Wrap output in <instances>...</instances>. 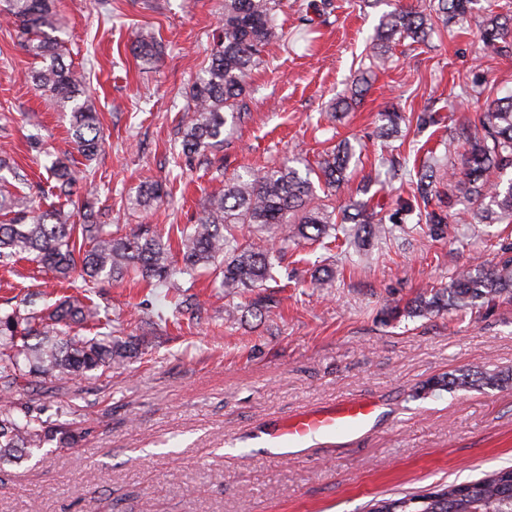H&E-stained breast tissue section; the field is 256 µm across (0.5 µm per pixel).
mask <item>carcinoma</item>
<instances>
[{
	"label": "carcinoma",
	"instance_id": "1",
	"mask_svg": "<svg viewBox=\"0 0 512 512\" xmlns=\"http://www.w3.org/2000/svg\"><path fill=\"white\" fill-rule=\"evenodd\" d=\"M472 0H435L429 10L395 6L385 14L370 38L372 57L378 60L401 39L422 44L436 24H456L466 18ZM284 0H224L221 24L212 36L210 62L189 89L187 111L180 126L179 158L202 166L207 154L224 144L226 125L242 124L248 117L252 73L262 65V53L277 36L278 13ZM0 16L15 26L18 44L39 61L32 74L37 89L47 92L70 112V135L77 152L91 161L105 147L94 98L85 86L84 74L63 61L56 37L60 30L57 0H0ZM512 37V17L496 15L483 25L480 41L490 54L504 50ZM133 54L146 65L156 66L164 46L154 33L141 32L132 43ZM367 79L354 84L350 96L334 103L342 115L361 102ZM479 124L462 129L448 140L445 152L460 156L461 171L440 164L421 166L416 172V193L424 206L437 199L436 208L425 211L431 236L448 234V212L438 187L445 179L462 175L461 184L471 203L469 219L496 224L512 217V180L491 183L492 171L512 169V95L486 99L475 106ZM404 115L396 109L377 113L376 136L383 140L399 132ZM353 159L351 146L336 145L315 168L300 170L287 159L259 171L246 170L224 182V192L209 198L194 223L164 234L141 225L130 235L119 236L104 224H75L63 206H33L20 186L25 175L0 157V265L29 259L55 273L60 283L77 295L46 308L21 302L0 313V396H8L31 375L56 372L84 376L107 370L112 360L131 358L148 339L112 335V326L100 318L94 297L107 285L143 281L152 288L181 293L180 276L188 269L222 274L227 294L258 288L274 279L273 270L286 260L288 243L312 241L329 251L344 237L362 242L388 232L383 219L369 202L357 200L336 213L332 196L344 183ZM55 181L52 189L72 197L83 183H94L90 171L54 160L47 167ZM168 195L159 183L138 187L128 197L131 208H145ZM275 230L281 245L262 247L253 237ZM512 297V244L501 250L496 263L475 264L456 273L445 288L415 300L420 313L441 310L473 311L479 305ZM94 331L86 336L82 331ZM37 343L32 344L30 340ZM512 374L469 368L428 380L426 392L479 390L503 387ZM84 434L69 421L43 418L41 409L9 401L0 405V464L19 463L31 450L57 441L75 448ZM364 512H512V467H502L482 477L437 485L413 493H394L372 498Z\"/></svg>",
	"mask_w": 512,
	"mask_h": 512
}]
</instances>
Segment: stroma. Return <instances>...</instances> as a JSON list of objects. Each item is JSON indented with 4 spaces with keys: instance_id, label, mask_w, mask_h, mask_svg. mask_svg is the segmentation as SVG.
<instances>
[{
    "instance_id": "1",
    "label": "stroma",
    "mask_w": 512,
    "mask_h": 512,
    "mask_svg": "<svg viewBox=\"0 0 512 512\" xmlns=\"http://www.w3.org/2000/svg\"><path fill=\"white\" fill-rule=\"evenodd\" d=\"M62 52L90 78L106 138L92 165L97 190L83 192L82 224H109L120 234L137 225L190 224L209 196L240 167L261 168L298 154L309 162L350 140L358 162L336 191L345 205L361 185L383 215L412 196L380 157L384 148L418 167L477 116L465 87L492 97L512 94V46L486 55L478 31L488 8L474 0L462 24L436 29L427 43L393 45L386 68L371 67L366 45L390 0H288L278 36L253 74L250 119L226 128L210 167L185 171L161 205L134 210L131 188L175 174L178 124L189 88L208 66L212 33L224 0H59ZM160 36L158 66L142 65L130 47L140 31ZM32 57L0 22V144L29 174L28 192L47 205L46 168L75 156L69 116L31 80ZM367 76L364 102L342 118L331 105ZM440 120L382 145L376 114L386 105ZM448 234L431 237L417 214L393 225L363 250L323 253L291 247L287 268L258 293L270 297L263 317L246 295H226L218 280L195 272L197 310L179 325L152 327L169 312L163 291L120 285L105 289L102 314L124 334L147 330L136 358L104 375L29 377L13 400L40 405L46 417L85 431L81 446L50 443L22 464L0 465V512H362L373 497L479 478L512 466V383L498 389L440 390L422 383L462 369L512 372V300L476 313L413 312L411 301L448 285L456 269L496 261L512 243V220L469 224L458 183L441 188ZM334 268L332 287L316 288V256ZM39 294L50 306L64 294L51 274L21 260L0 266V309ZM236 309L227 320V309ZM364 399L379 415L356 439L332 435L284 459L257 435L304 412Z\"/></svg>"
}]
</instances>
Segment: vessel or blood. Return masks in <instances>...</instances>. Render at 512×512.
Segmentation results:
<instances>
[{"instance_id":"vessel-or-blood-1","label":"vessel or blood","mask_w":512,"mask_h":512,"mask_svg":"<svg viewBox=\"0 0 512 512\" xmlns=\"http://www.w3.org/2000/svg\"><path fill=\"white\" fill-rule=\"evenodd\" d=\"M375 412V404L369 401L342 403L330 410L304 413L277 424L261 432L260 440L264 447L281 448L291 455L308 447L318 436L330 433L350 436L363 430Z\"/></svg>"}]
</instances>
